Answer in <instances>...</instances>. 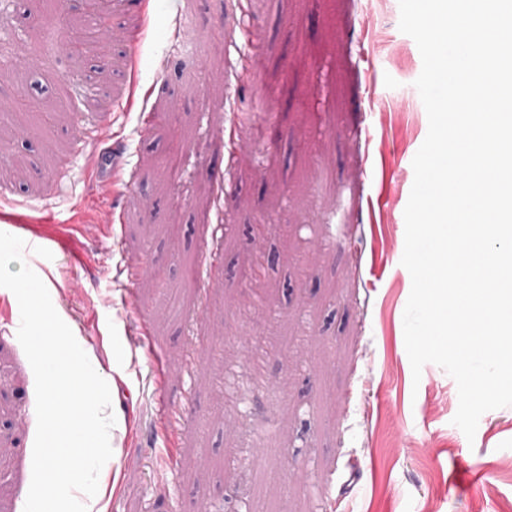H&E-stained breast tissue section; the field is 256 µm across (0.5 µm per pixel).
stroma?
<instances>
[{
  "mask_svg": "<svg viewBox=\"0 0 512 512\" xmlns=\"http://www.w3.org/2000/svg\"><path fill=\"white\" fill-rule=\"evenodd\" d=\"M96 3L116 25L79 59L41 37L61 15L0 0V204L35 242L10 271L48 276L109 384L104 512H512V406L467 440L454 379L413 378L405 347L429 122L399 0ZM143 317L161 387L134 357ZM0 362V512H24L37 419L16 332Z\"/></svg>",
  "mask_w": 512,
  "mask_h": 512,
  "instance_id": "stroma-1",
  "label": "stroma"
}]
</instances>
